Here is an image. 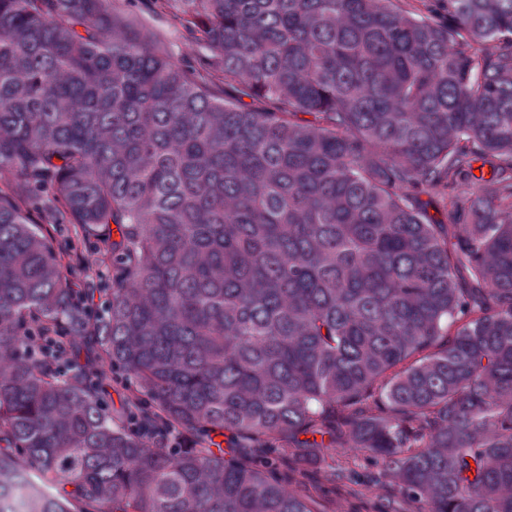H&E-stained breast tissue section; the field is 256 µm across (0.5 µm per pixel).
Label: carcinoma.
I'll return each mask as SVG.
<instances>
[{
  "mask_svg": "<svg viewBox=\"0 0 512 512\" xmlns=\"http://www.w3.org/2000/svg\"><path fill=\"white\" fill-rule=\"evenodd\" d=\"M161 2L201 67L117 0H0V512H321L226 431L352 448L425 512H512V0ZM46 207L117 227L99 288ZM41 224L50 229L57 241L62 243L61 269L67 280L74 288H99L102 274H107L110 269L101 264V258L111 253L112 241H119L120 236L112 232L103 231L98 239L91 243L78 246L76 250L70 248V240L74 237V225L49 224L53 222V211L45 209L39 216ZM79 254L77 258L75 253Z\"/></svg>",
  "mask_w": 512,
  "mask_h": 512,
  "instance_id": "obj_1",
  "label": "carcinoma"
}]
</instances>
